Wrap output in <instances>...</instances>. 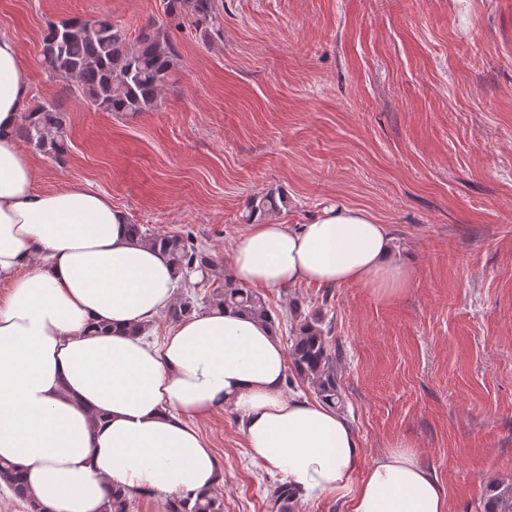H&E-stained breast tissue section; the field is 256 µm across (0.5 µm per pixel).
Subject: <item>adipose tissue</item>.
<instances>
[{
	"mask_svg": "<svg viewBox=\"0 0 512 512\" xmlns=\"http://www.w3.org/2000/svg\"><path fill=\"white\" fill-rule=\"evenodd\" d=\"M30 83L16 40L0 35V460L22 472L51 512H104L113 487L202 494L222 467L191 425L227 406L255 462L308 493L349 499L350 512H448L437 476L406 443L361 461L349 422L291 396L287 350L270 323L212 308L162 344L139 329L176 300L158 248L132 240L126 215L82 185L35 191L15 145ZM366 210L324 206L306 224L260 220L227 264L261 293L357 285L404 294L409 262Z\"/></svg>",
	"mask_w": 512,
	"mask_h": 512,
	"instance_id": "adipose-tissue-1",
	"label": "adipose tissue"
}]
</instances>
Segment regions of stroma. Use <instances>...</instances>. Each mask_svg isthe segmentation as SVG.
Wrapping results in <instances>:
<instances>
[{"instance_id": "35a3bbf8", "label": "stroma", "mask_w": 512, "mask_h": 512, "mask_svg": "<svg viewBox=\"0 0 512 512\" xmlns=\"http://www.w3.org/2000/svg\"><path fill=\"white\" fill-rule=\"evenodd\" d=\"M166 0H0L32 100H55L69 151L25 141L38 191L80 184L150 234L192 232L219 264L250 197L282 192L299 227L333 201L388 225L407 292L355 285L267 293L321 310L370 463L414 445L448 512H484L512 483V0H223L221 33L173 31L179 66L157 107L108 113L41 65L49 22L106 16L129 41L166 24ZM224 512H267L278 472L255 463L231 408L197 419Z\"/></svg>"}]
</instances>
